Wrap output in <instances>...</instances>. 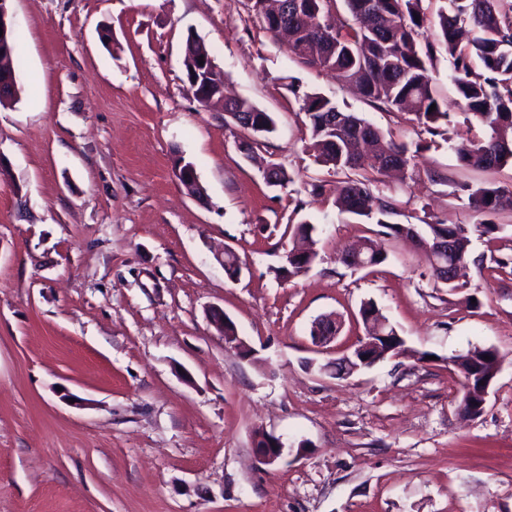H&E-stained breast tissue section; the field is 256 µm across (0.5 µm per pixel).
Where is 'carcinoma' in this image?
<instances>
[{
	"instance_id": "1",
	"label": "carcinoma",
	"mask_w": 512,
	"mask_h": 512,
	"mask_svg": "<svg viewBox=\"0 0 512 512\" xmlns=\"http://www.w3.org/2000/svg\"><path fill=\"white\" fill-rule=\"evenodd\" d=\"M253 16L274 34L288 29L289 50L301 62L331 71L342 80L356 84L363 97L386 111L409 112L431 134L434 124L451 123V114L437 93L431 70L437 55L452 59L451 80L464 102L469 120L485 130L479 140L465 139L453 145L465 166L492 169L512 160V0H448L449 9L438 14L433 28L421 18V0H249ZM210 50L202 39L188 35L183 65L190 72L192 61ZM18 58L16 35L9 36V51L0 54V70L15 71ZM434 111H429L431 105ZM232 109L254 117L253 124L233 122L244 131L250 152L259 138L273 132L271 115L247 100L231 101ZM302 110L308 118L310 149L317 160L345 175L335 204L339 215H348L379 227L375 234L395 242L407 236L410 224L394 221L405 202L380 192L372 185L391 169H408L415 156L406 145L396 142L380 128L354 112L339 109L328 98L307 95ZM470 207L484 213L512 208V188L483 183L464 185ZM428 241L448 231L455 236V258L459 272L448 284L454 292L465 286L468 267L469 229L464 224L448 225L444 220L424 222ZM364 250L355 270L382 265L389 253L376 240L363 239ZM319 252L306 255L305 265L284 263L274 269L276 278L292 280L309 272ZM358 315L362 325L385 320L377 305L364 301ZM498 357L490 347H475L453 360L460 378L462 395L458 407L471 418L479 402L480 383L494 376Z\"/></svg>"
}]
</instances>
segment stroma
<instances>
[{
  "mask_svg": "<svg viewBox=\"0 0 512 512\" xmlns=\"http://www.w3.org/2000/svg\"><path fill=\"white\" fill-rule=\"evenodd\" d=\"M17 101L0 107V512H512V209L474 212L461 184L512 186V164L463 166L452 142L482 137L439 55L431 72L452 115L435 139L306 66L248 0H9ZM112 32L111 45L100 38ZM227 94L275 120L259 156L292 175L265 183L237 149L224 105L201 107L183 66L188 34ZM357 113L447 183L385 179L423 213L471 225L465 288L436 285L413 246H388L366 273L343 266L367 235L339 216V174L306 148L305 96ZM194 164L205 200L174 175ZM324 184L310 192L311 179ZM497 224L494 236L478 223ZM308 222L320 252L291 281L273 269ZM242 263L229 280L216 259ZM506 267L493 269L494 260ZM373 300L406 354L349 377L317 367L349 353ZM223 309L247 352L208 319ZM343 324L315 348L312 321ZM500 361L483 414L463 418L451 360ZM431 360H420L422 352ZM282 459L258 464L255 430Z\"/></svg>",
  "mask_w": 512,
  "mask_h": 512,
  "instance_id": "35a3bbf8",
  "label": "stroma"
}]
</instances>
